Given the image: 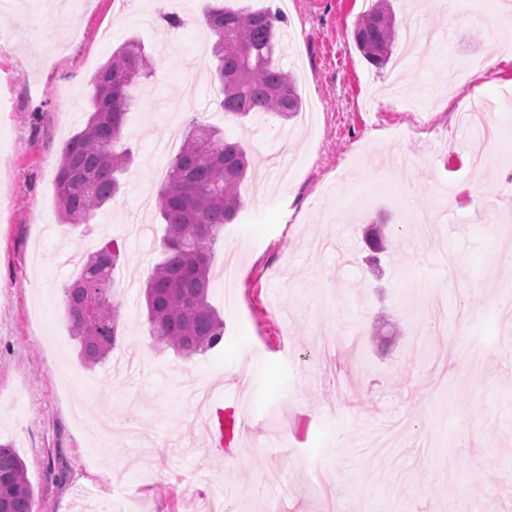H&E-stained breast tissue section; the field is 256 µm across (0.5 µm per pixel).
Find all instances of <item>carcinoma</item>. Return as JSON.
Listing matches in <instances>:
<instances>
[{"instance_id": "obj_1", "label": "carcinoma", "mask_w": 512, "mask_h": 512, "mask_svg": "<svg viewBox=\"0 0 512 512\" xmlns=\"http://www.w3.org/2000/svg\"><path fill=\"white\" fill-rule=\"evenodd\" d=\"M215 37L214 80L224 114L236 118L297 115L302 101L289 72L277 62L278 10H235L213 0L205 13ZM398 28L387 0L362 14L353 39L366 60L381 69L390 60ZM155 74L143 44L130 38L99 69L85 126L64 144L57 166L56 197L61 220L88 224L97 210L120 191V176L131 163L119 148L125 120L135 103L132 89ZM249 159L211 125L192 124L184 132L156 198L166 224L161 259L145 283L149 335L162 347L191 358L215 348L224 320L208 301L216 243L224 225L242 209L241 187ZM374 253L387 248L380 225L367 230ZM117 255L94 252L79 276L64 288L65 315L79 343V355L92 367L115 347L121 301L112 270ZM34 491L24 462L14 449L0 446V512H33Z\"/></svg>"}]
</instances>
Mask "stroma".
Returning a JSON list of instances; mask_svg holds the SVG:
<instances>
[{"label": "stroma", "instance_id": "35a3bbf8", "mask_svg": "<svg viewBox=\"0 0 512 512\" xmlns=\"http://www.w3.org/2000/svg\"><path fill=\"white\" fill-rule=\"evenodd\" d=\"M10 0L0 9V443L24 461L35 512H202L224 482L228 512H512V12L501 0H391L397 40L376 68L352 38L362 0H225L271 7L295 33L278 51L309 123L225 116L200 45L209 0ZM185 24L167 30L163 14ZM157 59L127 115L133 161L91 223L63 224L61 146L92 82L127 38ZM240 142L255 169L215 246L209 301L221 343L190 359L158 349L141 291L159 259L161 173L180 146L164 101ZM488 107L501 138L460 124ZM398 233L377 269L364 229ZM116 242L121 339L86 366L63 289L80 258ZM462 263L443 280L438 254ZM239 306L225 304L223 273ZM497 351L477 356L476 342ZM334 364L327 381L322 366ZM230 445L213 446L217 407Z\"/></svg>", "mask_w": 512, "mask_h": 512}]
</instances>
